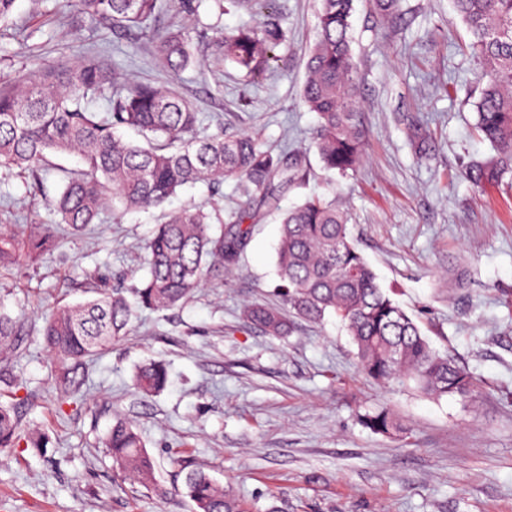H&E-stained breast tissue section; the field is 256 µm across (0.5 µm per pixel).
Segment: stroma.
I'll use <instances>...</instances> for the list:
<instances>
[{
	"mask_svg": "<svg viewBox=\"0 0 512 512\" xmlns=\"http://www.w3.org/2000/svg\"><path fill=\"white\" fill-rule=\"evenodd\" d=\"M199 67L173 75L142 43L110 26L62 20L56 0H15L0 24V78L33 65L95 53L122 75L174 83L224 133H259L264 147L298 166L302 179L278 209L262 211L233 274L211 279L186 303L143 310L130 336L89 358L81 397L60 401L55 363L41 336H20L6 367L17 379L0 402L16 406L21 439L0 453V512H193L185 467L202 466L236 494L245 512H512V188L484 191L464 177L490 151L473 131L470 95L478 60L452 0H402L396 20L355 0L353 52L367 130L364 157L347 177L325 173L311 138L316 119L301 98L319 0H244L218 11L194 0ZM279 16L288 40L270 70L247 79L215 60L221 32ZM420 117L436 149H411L403 116ZM33 191L28 173L0 168V232L25 237L55 221L47 205L61 168L55 155ZM336 199L350 235L381 285L431 345L477 380L471 399L431 400L388 389L358 371L357 350L334 317L295 320L285 336L249 321L248 304L282 306L275 266L282 210L307 197ZM242 201L235 182L180 188L172 207L216 204L229 217ZM157 211L104 218L83 235L58 236L41 262L0 266V311L35 325L62 305L147 275L145 242ZM169 368L165 391L141 396L137 367ZM387 407L402 426L390 436L360 417ZM139 429L156 463L157 487L124 482L101 439L115 417Z\"/></svg>",
	"mask_w": 512,
	"mask_h": 512,
	"instance_id": "obj_1",
	"label": "stroma"
}]
</instances>
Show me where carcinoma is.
I'll return each mask as SVG.
<instances>
[{
	"mask_svg": "<svg viewBox=\"0 0 512 512\" xmlns=\"http://www.w3.org/2000/svg\"><path fill=\"white\" fill-rule=\"evenodd\" d=\"M315 36L306 61L303 101L316 114L312 137L323 169L346 176L363 156L366 131L359 105L360 78L353 61L351 17L355 0H320ZM376 14L393 18L401 0H371ZM85 24H109L145 39L150 56L177 74L200 64L192 51L189 26L155 25L161 0H60ZM456 15L478 59L476 128L491 152L466 169L476 187L512 177V0H453ZM286 31L274 14L261 25L224 33L216 40L217 56L248 76L266 71ZM131 129L141 140L131 141ZM416 154L432 153L433 142L421 122L406 117ZM50 154H76L84 167L66 177L50 206L73 233L98 224L107 212L158 210L161 223L146 243L148 276L129 301L119 288L74 306L56 308L41 329L58 368L60 387L76 397L85 384L86 359L105 353L130 335L141 308L168 310L185 303L211 277L224 275L246 248L253 222L263 208H275L281 192L299 179L281 156L263 147L252 134L200 133L199 112L176 88L124 78L96 54L73 65L40 67L16 75L0 88V167L31 175L34 186ZM237 182L246 192L237 223L215 234L222 223L217 211L196 204L168 211L177 189L198 182L221 186ZM57 236L53 224H41L25 241L0 234V264L24 257L40 261ZM280 293L294 317L317 323L334 315L357 349L359 370L383 385L413 386L424 396L470 398L475 378L435 350L418 324L378 282L353 243L347 216L334 200L319 197L284 212L277 247ZM244 317L263 331L288 333V317L278 308L251 305ZM22 324L0 313V347L14 345ZM134 388L145 397L168 383L164 364L149 362L134 375ZM363 426L387 435L398 429L394 413L381 408L361 416ZM20 421L11 406L0 404V449L18 441ZM112 467L124 478L151 483L154 469L136 427L117 418L103 439ZM185 494L195 512H243L224 485L203 469L187 472Z\"/></svg>",
	"mask_w": 512,
	"mask_h": 512,
	"instance_id": "carcinoma-1",
	"label": "carcinoma"
}]
</instances>
